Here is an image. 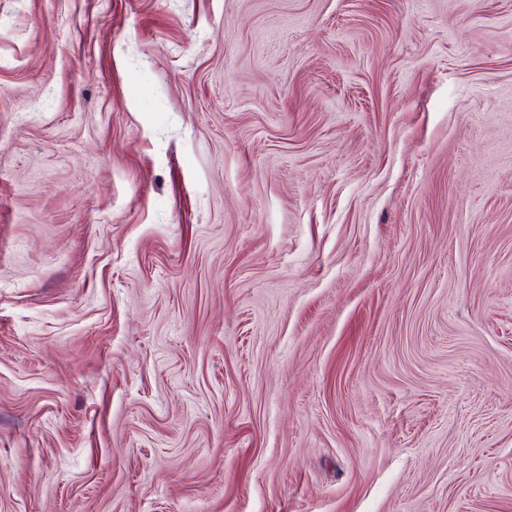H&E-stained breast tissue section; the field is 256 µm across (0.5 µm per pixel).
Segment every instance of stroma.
<instances>
[{"instance_id":"1","label":"stroma","mask_w":512,"mask_h":512,"mask_svg":"<svg viewBox=\"0 0 512 512\" xmlns=\"http://www.w3.org/2000/svg\"><path fill=\"white\" fill-rule=\"evenodd\" d=\"M0 512H512V0H0Z\"/></svg>"}]
</instances>
